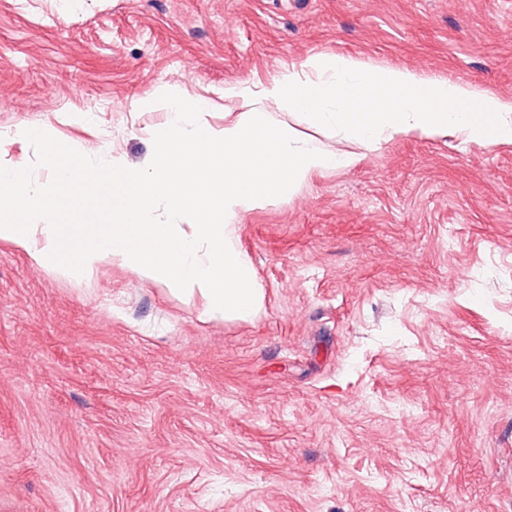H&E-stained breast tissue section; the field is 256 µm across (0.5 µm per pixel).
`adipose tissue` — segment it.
<instances>
[{"instance_id": "1", "label": "adipose tissue", "mask_w": 512, "mask_h": 512, "mask_svg": "<svg viewBox=\"0 0 512 512\" xmlns=\"http://www.w3.org/2000/svg\"><path fill=\"white\" fill-rule=\"evenodd\" d=\"M224 98L237 109L225 113L217 132L199 120L202 101L169 95L171 119L154 131L153 157L143 170L118 158L93 169L63 140L44 137L49 191L0 165V213L10 214L0 239L64 274L110 258L141 278L200 296L206 315L245 318L263 306L235 237L247 213L314 173L358 167L373 147L398 137L454 131L475 144L512 143L511 98L345 55L308 57L258 89L227 84ZM293 112L346 149L300 137L286 120ZM108 214L117 223H105Z\"/></svg>"}]
</instances>
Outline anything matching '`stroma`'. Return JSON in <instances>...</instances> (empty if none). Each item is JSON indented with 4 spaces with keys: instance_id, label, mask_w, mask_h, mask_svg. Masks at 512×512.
<instances>
[{
    "instance_id": "stroma-1",
    "label": "stroma",
    "mask_w": 512,
    "mask_h": 512,
    "mask_svg": "<svg viewBox=\"0 0 512 512\" xmlns=\"http://www.w3.org/2000/svg\"><path fill=\"white\" fill-rule=\"evenodd\" d=\"M512 96V0H0V163L147 168L160 89L312 55ZM252 320L0 240V512H512V143L397 138L247 214Z\"/></svg>"
}]
</instances>
